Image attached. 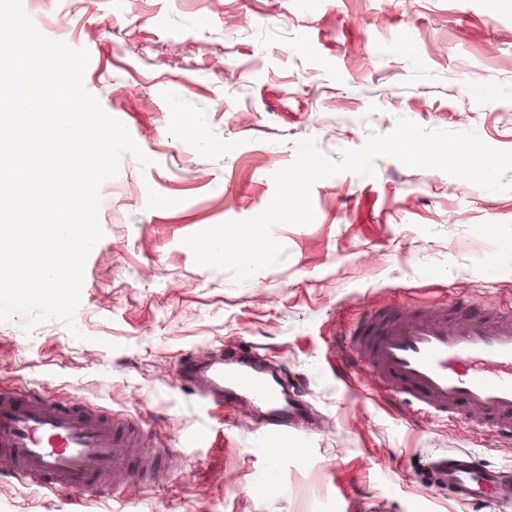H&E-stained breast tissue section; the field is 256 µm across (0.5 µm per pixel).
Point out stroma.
<instances>
[{"instance_id": "stroma-1", "label": "stroma", "mask_w": 512, "mask_h": 512, "mask_svg": "<svg viewBox=\"0 0 512 512\" xmlns=\"http://www.w3.org/2000/svg\"><path fill=\"white\" fill-rule=\"evenodd\" d=\"M44 36L87 50L84 86L122 122L99 189L101 239L74 328L0 322V385L145 418L181 464L161 488L116 490L125 512H512L457 500L429 476L451 449L512 466V447L333 372L331 340L368 305L462 298L512 306V170L489 192L375 158L311 189L307 225L277 224L280 262L234 283L187 236L260 214L272 176L314 139L341 161L404 117L512 151V0H22ZM150 158L141 167L136 155ZM279 361L314 415L301 452L272 458L246 421L207 414L174 377L218 341ZM0 512H65L0 479Z\"/></svg>"}]
</instances>
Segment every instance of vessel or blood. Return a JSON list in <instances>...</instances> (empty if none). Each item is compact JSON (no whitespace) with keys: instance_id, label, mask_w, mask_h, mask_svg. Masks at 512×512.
Returning a JSON list of instances; mask_svg holds the SVG:
<instances>
[{"instance_id":"obj_1","label":"vessel or blood","mask_w":512,"mask_h":512,"mask_svg":"<svg viewBox=\"0 0 512 512\" xmlns=\"http://www.w3.org/2000/svg\"><path fill=\"white\" fill-rule=\"evenodd\" d=\"M337 367L370 389L405 397L417 420H458L512 444V307L474 311L454 302L421 308L363 307L342 331ZM177 381L207 411L249 416L272 456L301 448L306 409L292 401L279 365L251 347L217 346L183 355ZM153 435L43 389L0 388V476L51 490L78 503L110 497L114 486L141 473L162 479L175 452L147 454ZM435 479L461 499H489L512 490L502 470L474 453L454 450L431 462Z\"/></svg>"}]
</instances>
